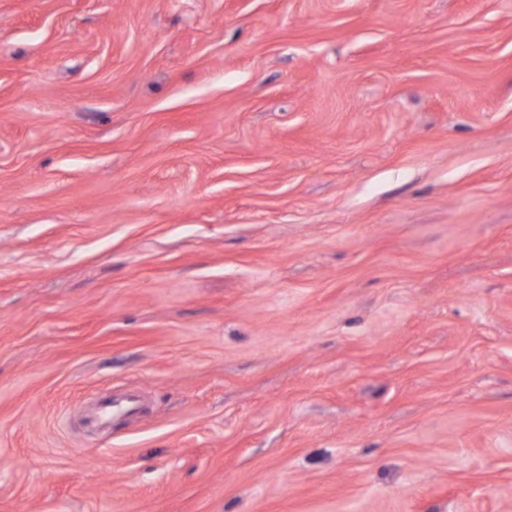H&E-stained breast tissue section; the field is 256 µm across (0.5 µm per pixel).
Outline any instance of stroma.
<instances>
[{
  "mask_svg": "<svg viewBox=\"0 0 512 512\" xmlns=\"http://www.w3.org/2000/svg\"><path fill=\"white\" fill-rule=\"evenodd\" d=\"M0 512H512V0H0Z\"/></svg>",
  "mask_w": 512,
  "mask_h": 512,
  "instance_id": "1",
  "label": "stroma"
}]
</instances>
